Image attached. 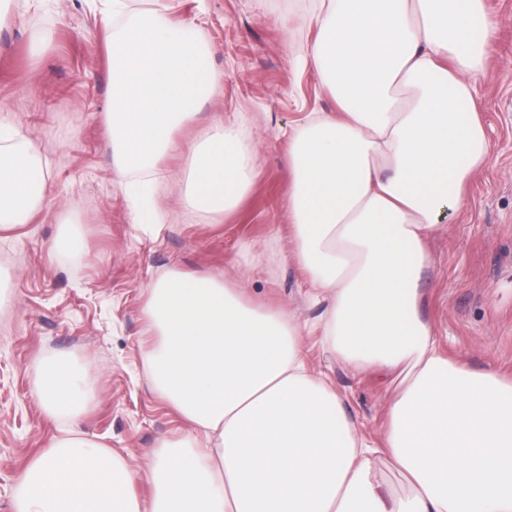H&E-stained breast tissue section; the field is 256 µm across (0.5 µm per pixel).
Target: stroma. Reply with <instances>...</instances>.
<instances>
[{
  "instance_id": "35a3bbf8",
  "label": "stroma",
  "mask_w": 512,
  "mask_h": 512,
  "mask_svg": "<svg viewBox=\"0 0 512 512\" xmlns=\"http://www.w3.org/2000/svg\"><path fill=\"white\" fill-rule=\"evenodd\" d=\"M169 15L209 47L219 84L197 121L176 132L180 148L156 172L118 177L106 113L111 102L108 25L91 0H0V101L49 165V207L19 232L0 233V512L31 458L74 429L145 469L162 441L185 425L149 384L143 316L147 285L176 267L225 278L253 302L307 322L321 305L301 289L288 260L291 138L307 117L336 102L302 56L317 31L312 0H165ZM498 38L476 102L491 158L472 181L464 208L446 213L422 272V315L448 359L512 381V0H486ZM52 29L39 61L29 55L32 24ZM234 121L255 145L256 180L240 206L209 223L183 203L188 153L213 117ZM149 183L164 212L153 233L132 222L129 183ZM72 224L84 247L56 250ZM264 253L254 269L244 243ZM364 435L380 438L388 394L372 373H356L306 337ZM76 366L94 397L75 421L50 418L34 387L46 363Z\"/></svg>"
}]
</instances>
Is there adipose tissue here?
<instances>
[{"instance_id":"ef3b65f1","label":"adipose tissue","mask_w":512,"mask_h":512,"mask_svg":"<svg viewBox=\"0 0 512 512\" xmlns=\"http://www.w3.org/2000/svg\"><path fill=\"white\" fill-rule=\"evenodd\" d=\"M305 62L337 110L291 139L290 257L324 304L318 323L174 268L147 286L150 380L190 425L134 494L125 459L81 434L25 469L15 512H512V384L445 357L420 313L425 243L488 164L474 96L497 27L484 0H319ZM186 206L221 223L253 185L255 144L217 120L188 143ZM49 170L0 116V231L46 207ZM392 387L381 444L360 433L304 339ZM45 412L92 397L67 360L35 385ZM402 478L381 492L380 461Z\"/></svg>"}]
</instances>
